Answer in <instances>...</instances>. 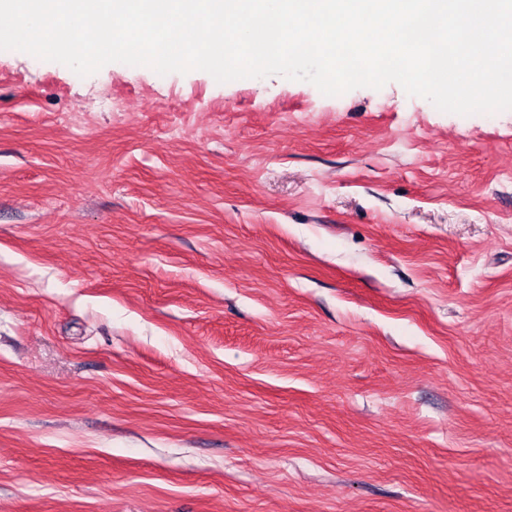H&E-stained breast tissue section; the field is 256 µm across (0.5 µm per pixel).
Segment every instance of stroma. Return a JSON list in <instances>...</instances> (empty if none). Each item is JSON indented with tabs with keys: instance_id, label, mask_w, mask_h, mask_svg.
I'll use <instances>...</instances> for the list:
<instances>
[{
	"instance_id": "35a3bbf8",
	"label": "stroma",
	"mask_w": 512,
	"mask_h": 512,
	"mask_svg": "<svg viewBox=\"0 0 512 512\" xmlns=\"http://www.w3.org/2000/svg\"><path fill=\"white\" fill-rule=\"evenodd\" d=\"M0 512H512V110L0 50Z\"/></svg>"
}]
</instances>
